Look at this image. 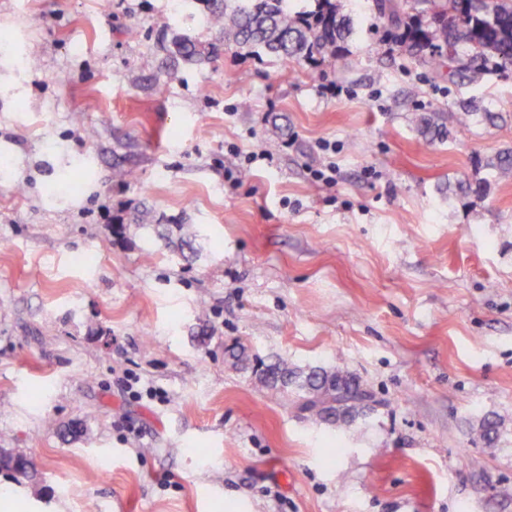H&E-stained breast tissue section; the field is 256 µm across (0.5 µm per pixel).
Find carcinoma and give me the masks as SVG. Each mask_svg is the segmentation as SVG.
<instances>
[{
	"instance_id": "1",
	"label": "carcinoma",
	"mask_w": 512,
	"mask_h": 512,
	"mask_svg": "<svg viewBox=\"0 0 512 512\" xmlns=\"http://www.w3.org/2000/svg\"><path fill=\"white\" fill-rule=\"evenodd\" d=\"M202 6L208 36L173 33L167 51L173 63L201 66L228 46L260 51L301 64L335 57L354 34L353 20L339 0H187ZM372 10L385 27L379 43L399 50L432 71L471 83L512 68V0H372ZM427 141L447 135L444 117L416 118ZM496 179L512 177V148L486 162ZM273 387L294 390L292 403L302 413L338 427L352 425L370 394L340 371L301 369L279 360L262 370ZM0 469L28 475L29 460L0 451Z\"/></svg>"
}]
</instances>
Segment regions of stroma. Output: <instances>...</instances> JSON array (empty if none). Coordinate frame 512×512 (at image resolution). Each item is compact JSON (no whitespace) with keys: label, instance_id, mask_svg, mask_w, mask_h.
Listing matches in <instances>:
<instances>
[{"label":"stroma","instance_id":"stroma-1","mask_svg":"<svg viewBox=\"0 0 512 512\" xmlns=\"http://www.w3.org/2000/svg\"><path fill=\"white\" fill-rule=\"evenodd\" d=\"M343 10L313 77L165 67L167 0H0V450L37 472L0 471V512H512V180L457 189L512 148V69L449 83ZM466 99L509 118L426 143L414 116ZM279 358L356 377L367 416L298 412L253 373Z\"/></svg>","mask_w":512,"mask_h":512}]
</instances>
